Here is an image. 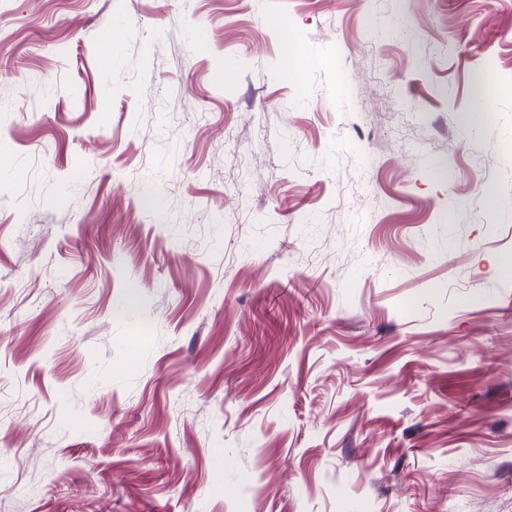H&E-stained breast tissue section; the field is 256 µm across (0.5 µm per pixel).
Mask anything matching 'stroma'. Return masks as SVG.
I'll use <instances>...</instances> for the list:
<instances>
[{
  "label": "stroma",
  "instance_id": "35a3bbf8",
  "mask_svg": "<svg viewBox=\"0 0 512 512\" xmlns=\"http://www.w3.org/2000/svg\"><path fill=\"white\" fill-rule=\"evenodd\" d=\"M0 101V512H512V0H0ZM281 35L285 46L283 67L289 78L296 77L298 73V48L294 43V35L288 23L281 24Z\"/></svg>",
  "mask_w": 512,
  "mask_h": 512
}]
</instances>
